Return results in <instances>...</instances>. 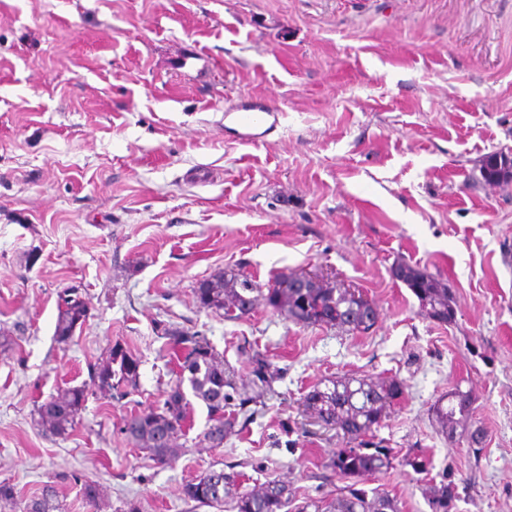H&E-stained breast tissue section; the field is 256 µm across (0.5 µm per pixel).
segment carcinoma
I'll list each match as a JSON object with an SVG mask.
<instances>
[{
	"label": "carcinoma",
	"instance_id": "cac0c4a2",
	"mask_svg": "<svg viewBox=\"0 0 512 512\" xmlns=\"http://www.w3.org/2000/svg\"><path fill=\"white\" fill-rule=\"evenodd\" d=\"M480 172L487 184L512 178V155L495 152L481 161ZM395 277L404 283L416 297L420 312L429 319L446 323L454 318L455 300L448 286L436 277L407 263L394 265ZM196 293L202 307L224 312V319L239 320L250 314L262 286L256 280L242 275L229 278L214 276L200 283ZM266 303L285 318L306 326L323 322L328 312H336L331 327L352 334L367 333L378 322L374 307H367L362 297L346 288L321 282L301 287L294 273L282 274L267 288ZM88 317L84 301L75 293L60 298L54 337L67 344L76 330L83 327ZM155 331L168 340L177 360L176 381L162 406L143 413H132L122 420L120 431L137 447L146 450L149 457L167 463L174 455L177 439L191 419L187 393L202 401L213 424L203 440L217 448L224 445V437L235 432L236 413L226 411L237 394L230 373L206 336L197 331L158 322ZM140 360L119 343L114 344L105 359L90 367V383L66 387L57 395L37 406L40 423L52 434L65 436L74 431L89 396L100 394L109 398H125L139 390ZM252 383L258 388L270 386L276 370L263 356L252 360ZM405 385L395 377L373 379L369 376H342L328 380L324 386L316 385L302 400L303 411L323 422V427L336 431L344 445L333 453L323 467L353 483L344 487L336 500L322 507L295 503L288 484L271 479L259 487L238 491L239 474L224 470H211L197 480L182 487L187 501L206 506H220L224 498L233 501L236 512H399L397 501L378 487L367 490L362 484L394 468L396 455L382 442L368 437L380 427L388 410L404 395ZM471 401L468 393L456 390L439 398L432 414L441 431L451 435L462 420L469 417ZM402 464L417 474L427 471L426 458L409 451ZM424 495L431 512H457L460 500L454 473L447 471L440 480L426 484ZM55 498L52 487L46 486L41 497L31 500L26 512H54Z\"/></svg>",
	"mask_w": 512,
	"mask_h": 512
}]
</instances>
